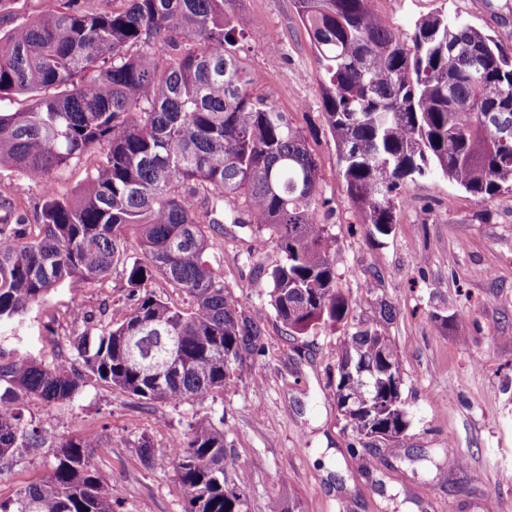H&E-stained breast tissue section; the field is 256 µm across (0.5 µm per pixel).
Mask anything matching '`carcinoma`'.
I'll return each mask as SVG.
<instances>
[{"label":"carcinoma","instance_id":"cac0c4a2","mask_svg":"<svg viewBox=\"0 0 512 512\" xmlns=\"http://www.w3.org/2000/svg\"><path fill=\"white\" fill-rule=\"evenodd\" d=\"M0 0V99L32 104L0 112V167L39 182L43 203L28 236L21 204L0 199V326L20 319L57 286L104 281L138 236L143 257L126 267L120 319L70 343L46 364L0 350V469L41 448L25 417L35 397L72 401L95 379L144 405L202 402L239 379L261 352L264 315L247 312L210 253L228 220L270 229L281 259L265 270L288 335L354 309L337 287L341 261L321 194V167L303 130L260 93L240 57L245 34L224 0H119L96 12L60 0L15 23ZM372 0H295L322 70L328 127L349 203L382 234L392 232L402 187L440 174L490 199L512 189V47L465 18L432 14L410 36L390 27ZM94 158L81 194L59 191V173ZM165 280L179 307L158 295ZM396 306L345 336L336 399L355 444L392 441L409 425L398 354L386 332ZM376 397L372 410L349 402ZM87 431L55 446L47 475L0 497V512H116L120 500L86 453ZM138 448L171 471L186 512H246L230 483L224 430L196 422L165 455Z\"/></svg>","mask_w":512,"mask_h":512}]
</instances>
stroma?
Returning a JSON list of instances; mask_svg holds the SVG:
<instances>
[{"mask_svg": "<svg viewBox=\"0 0 512 512\" xmlns=\"http://www.w3.org/2000/svg\"><path fill=\"white\" fill-rule=\"evenodd\" d=\"M371 6L402 33L442 11L512 46V0ZM227 8L247 35L245 66L305 131L320 161L330 231L343 257L338 286L358 306L345 324L287 335L263 289L252 285L259 267L280 259L269 231L225 225L213 256L245 310H264L262 353L245 361L223 393L193 405L137 409L126 393L95 380L65 404L29 400L26 415L46 431L47 445L0 473V496L39 481L53 446L92 428L99 445L90 461L119 494L117 512H185L173 474L149 467L137 443L148 437L162 455L196 420L220 419L233 456L229 479L245 491L248 512H268L276 499L290 512H512V190L483 201L446 178H418L401 193L391 234L371 233L348 202L320 66L294 0H229ZM253 244L259 251L250 262ZM124 283L119 264L80 294L51 291L0 331V349L51 361L58 344L84 331L67 310L81 305L95 324H107ZM380 300L398 309L387 334L409 425L355 458L354 435L336 405V365L345 334L375 319Z\"/></svg>", "mask_w": 512, "mask_h": 512, "instance_id": "35a3bbf8", "label": "stroma"}]
</instances>
